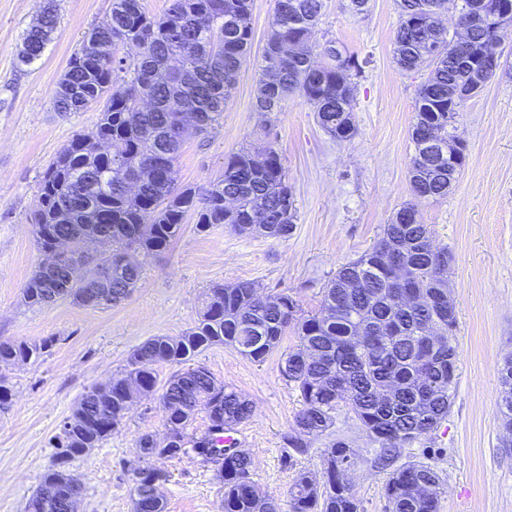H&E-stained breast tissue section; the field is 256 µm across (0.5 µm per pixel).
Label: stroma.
<instances>
[{"instance_id":"35a3bbf8","label":"stroma","mask_w":512,"mask_h":512,"mask_svg":"<svg viewBox=\"0 0 512 512\" xmlns=\"http://www.w3.org/2000/svg\"><path fill=\"white\" fill-rule=\"evenodd\" d=\"M112 0H55L51 41L30 65L18 62L23 34L44 0H0V341L53 345L38 359L1 370L12 390L0 412V512H24L54 460L51 443L81 395L127 366L131 351L155 336H179L197 323L208 289L248 280L264 292L292 293L304 313L318 310L322 290L344 263L369 250L384 224L413 195L409 160L417 89L426 70L401 71L393 59L399 16L395 0H324L309 46L321 53L336 41L364 60L356 80L355 136L339 142L311 106L289 97L272 125L253 109L260 57L241 69L231 102L215 129L188 132L176 164L179 185L204 193L243 148L274 146L284 164L297 218L288 238L238 234L225 224L206 232L194 216L168 249L143 260L139 288L123 303L93 309L59 301L23 303L21 292L42 259L31 224L40 182L52 158L100 118L98 107L58 112L52 98L67 62ZM501 68L484 91L459 110L467 161L447 197L419 210L451 262L448 284L457 314V387L436 432L403 449L402 460L435 465L445 480L439 512H512V434L498 417V368L512 357V35L500 47ZM214 377L245 394L254 414L237 437L253 459L251 477L280 504L296 471L321 469L331 436L359 454L352 472L362 512H386L388 472L373 466L375 444L347 407L330 434L310 435L305 450L289 447L301 397L280 372L279 355L257 363L225 345L194 358ZM167 433L159 393L138 399L123 425L68 468L84 487L78 512H132L131 489L142 461L143 434ZM166 512H224L214 463L190 453L163 465Z\"/></svg>"}]
</instances>
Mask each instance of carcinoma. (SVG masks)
Returning <instances> with one entry per match:
<instances>
[{
	"instance_id": "carcinoma-1",
	"label": "carcinoma",
	"mask_w": 512,
	"mask_h": 512,
	"mask_svg": "<svg viewBox=\"0 0 512 512\" xmlns=\"http://www.w3.org/2000/svg\"><path fill=\"white\" fill-rule=\"evenodd\" d=\"M478 0H397L394 60L399 69L431 67L417 93L411 130L414 154L409 177L418 200L448 195V175L466 164L465 145L455 153L428 155L426 143L459 138V108L477 95L494 72L481 78L490 42L505 32L465 29L448 37L434 12L459 11ZM252 0H171L161 14L145 10L142 0H112L108 16L96 25L71 56L58 83L54 107L79 112L99 106L94 130L71 141L47 169L41 183L33 231L42 250L53 239H73V251L98 237L115 246L109 257L85 256L86 273L72 281L64 267L40 264L22 289L29 306L57 300L97 308L117 305L138 287L141 263L121 264L115 256L131 248L147 255L162 252L180 232L188 213L196 229L227 224L236 232L287 238L296 206L278 151L240 150L224 165V178L198 199L179 189L175 163L189 129L204 132L224 112L236 89L242 65L253 46ZM323 0H275L274 15L262 47L254 111L264 118L282 111L297 95L308 103L321 127L339 141L356 133L353 120L355 83L361 73L357 56L331 41L319 57L307 46L322 16ZM57 24L53 0L23 40V64L38 59ZM134 47V54L98 55L96 46ZM107 143L108 153L96 143ZM448 251L435 246L418 204L407 202L383 226L377 243L341 265L325 288L319 309L300 313L290 294H266L250 281L210 289L197 324L181 336H154L136 347L126 371L85 392L82 411L62 427L56 463L42 476L25 512H66L56 487L63 465L100 447L122 423L126 390L135 380L155 391V366L185 364L206 347L224 344L253 361L280 353L281 374L300 394L293 448L303 437L322 435L336 423V410L347 405L358 426L379 445L378 464L393 467L386 483V512H438L443 478L432 464L394 463L401 449L437 429L451 409L456 387L457 351L453 344L456 312L448 311ZM408 268L411 287L392 281L389 260ZM297 347L282 349L287 333ZM0 342V365L27 362L51 347ZM500 419L512 428V358L498 370ZM162 409L172 441L159 444L152 435L138 441L144 465L135 471L133 512H165L163 496L151 494L163 481L159 460L190 452L218 465L224 487V512H281L279 499L261 494L251 479L252 458L245 448L226 452L219 444L224 430L248 421L252 401L215 379L201 365L189 366L163 385ZM209 418L201 436L187 433L198 410ZM356 450L343 437L331 440L321 454V477L299 470L290 489L289 512H361L353 492L350 467Z\"/></svg>"
}]
</instances>
